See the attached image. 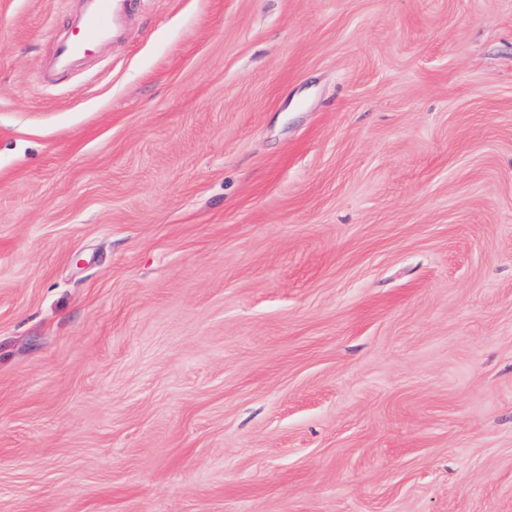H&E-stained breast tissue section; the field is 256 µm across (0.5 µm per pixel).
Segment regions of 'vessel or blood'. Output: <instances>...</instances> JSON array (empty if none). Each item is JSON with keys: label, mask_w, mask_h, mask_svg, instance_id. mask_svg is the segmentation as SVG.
Wrapping results in <instances>:
<instances>
[{"label": "vessel or blood", "mask_w": 512, "mask_h": 512, "mask_svg": "<svg viewBox=\"0 0 512 512\" xmlns=\"http://www.w3.org/2000/svg\"><path fill=\"white\" fill-rule=\"evenodd\" d=\"M134 6L135 0H82L75 35L56 41L45 63L46 82L71 75L91 55L93 47L109 43L116 19L128 15Z\"/></svg>", "instance_id": "1"}]
</instances>
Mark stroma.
Segmentation results:
<instances>
[{"label": "stroma", "instance_id": "stroma-1", "mask_svg": "<svg viewBox=\"0 0 512 512\" xmlns=\"http://www.w3.org/2000/svg\"><path fill=\"white\" fill-rule=\"evenodd\" d=\"M0 0V512H512V0ZM80 1L81 11L73 36L56 41L45 63L44 76L48 83L71 75L74 68L92 54L91 44L76 33H90L95 47L107 44L112 40L115 20L128 15L137 3V0Z\"/></svg>", "mask_w": 512, "mask_h": 512}]
</instances>
